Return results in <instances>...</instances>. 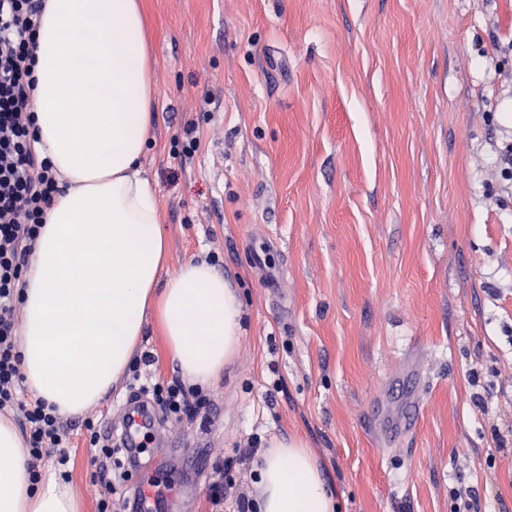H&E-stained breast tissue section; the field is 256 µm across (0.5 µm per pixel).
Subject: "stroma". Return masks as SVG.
I'll return each mask as SVG.
<instances>
[{
  "instance_id": "1",
  "label": "stroma",
  "mask_w": 512,
  "mask_h": 512,
  "mask_svg": "<svg viewBox=\"0 0 512 512\" xmlns=\"http://www.w3.org/2000/svg\"><path fill=\"white\" fill-rule=\"evenodd\" d=\"M154 137L143 170L167 272L205 260L245 333L196 420L160 417L143 468L162 512H209L210 467L304 441L342 512H512V0H142ZM194 124L187 162L172 133ZM417 394L413 432L373 423ZM66 417L68 487L97 512L86 423ZM208 424L205 470L179 441ZM191 485L184 499L175 484ZM200 148V140L192 124L185 125L170 138V154L181 162L193 159Z\"/></svg>"
}]
</instances>
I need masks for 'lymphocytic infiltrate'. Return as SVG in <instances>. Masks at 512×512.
<instances>
[{
	"mask_svg": "<svg viewBox=\"0 0 512 512\" xmlns=\"http://www.w3.org/2000/svg\"><path fill=\"white\" fill-rule=\"evenodd\" d=\"M43 12L44 0H0V412L16 414L22 422L35 483L44 458L67 464L69 441L55 407L25 394L16 352L22 279L45 212L63 191L53 162L37 147L32 106L38 86L34 50ZM134 380L171 417L193 416L203 403L181 384L164 386L139 373Z\"/></svg>",
	"mask_w": 512,
	"mask_h": 512,
	"instance_id": "1",
	"label": "lymphocytic infiltrate"
}]
</instances>
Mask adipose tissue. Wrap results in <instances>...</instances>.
Wrapping results in <instances>:
<instances>
[{
    "instance_id": "ef3b65f1",
    "label": "adipose tissue",
    "mask_w": 512,
    "mask_h": 512,
    "mask_svg": "<svg viewBox=\"0 0 512 512\" xmlns=\"http://www.w3.org/2000/svg\"><path fill=\"white\" fill-rule=\"evenodd\" d=\"M36 56L40 146L67 188L23 278L26 389L62 415L81 414L119 382L151 316L183 379L213 381L237 352L242 304L206 261L161 274L167 238L140 169L155 90L137 0H46ZM255 468L258 512H338L302 440H269ZM0 512H81L57 482L31 487L24 440L2 420Z\"/></svg>"
}]
</instances>
